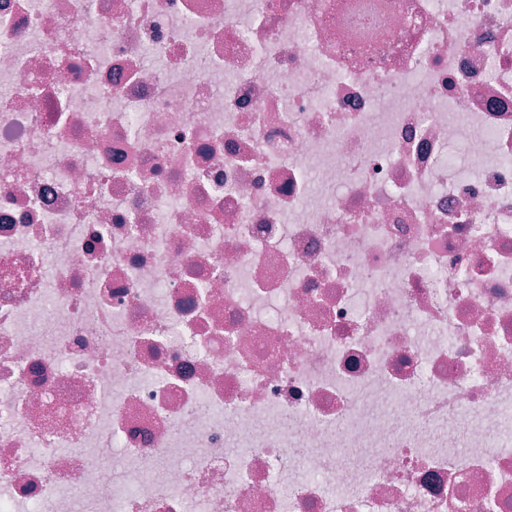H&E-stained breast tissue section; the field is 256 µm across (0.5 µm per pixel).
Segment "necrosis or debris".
Segmentation results:
<instances>
[{
    "label": "necrosis or debris",
    "instance_id": "1",
    "mask_svg": "<svg viewBox=\"0 0 512 512\" xmlns=\"http://www.w3.org/2000/svg\"><path fill=\"white\" fill-rule=\"evenodd\" d=\"M43 505L512 512V0H0V512Z\"/></svg>",
    "mask_w": 512,
    "mask_h": 512
}]
</instances>
